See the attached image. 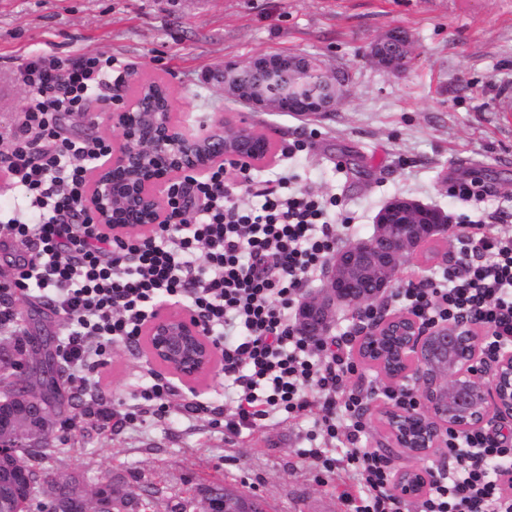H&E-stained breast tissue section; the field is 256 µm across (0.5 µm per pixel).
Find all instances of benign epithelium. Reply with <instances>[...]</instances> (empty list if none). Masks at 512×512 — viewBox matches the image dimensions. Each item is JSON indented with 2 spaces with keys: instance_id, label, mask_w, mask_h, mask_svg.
Listing matches in <instances>:
<instances>
[{
  "instance_id": "benign-epithelium-1",
  "label": "benign epithelium",
  "mask_w": 512,
  "mask_h": 512,
  "mask_svg": "<svg viewBox=\"0 0 512 512\" xmlns=\"http://www.w3.org/2000/svg\"><path fill=\"white\" fill-rule=\"evenodd\" d=\"M368 55L392 75L404 73L411 61L404 36L391 32L373 42ZM271 74L283 70L298 78L310 76L318 92L301 82L284 100L271 99L254 89L242 96L241 73L256 66ZM323 61L297 54H272L246 63L224 62V93L254 112H293L325 118L341 101L336 80L326 79ZM140 83L138 72L128 71L112 94V105L102 111L120 131L111 154L90 177L84 206L93 223L114 237L138 234L150 237L160 224L170 223L168 188L187 175H204L226 162H260L271 150L262 133L248 134L244 122L216 118L203 134L187 132L167 111H152L155 98ZM452 220L443 210L408 198H394L378 212L374 232L339 248L331 256L321 288L302 297L295 311L301 334L326 338L336 325V315L346 310L356 317L354 355L373 367L391 386L409 387L417 407L408 409L384 402L379 405L383 424L396 447L411 459L425 457L442 447L445 436H458L486 426L512 425V350L504 348L492 362L484 360L478 338L480 328L470 323L422 324L407 312L368 318L365 310L400 283L403 270L427 262L429 248L448 241ZM148 356L167 372L190 384L213 367L214 351L202 324L191 314L161 307L144 327ZM53 363L44 346L28 359L10 364L11 378L21 386L32 376L45 374ZM49 393L19 403L0 394V458L22 450L33 458L46 447V428L53 425ZM428 476L409 467L397 475L395 488L406 498L423 494ZM39 512H61L63 501L82 496L76 484L41 476ZM257 498L230 490L205 491L195 512H250ZM141 498L127 492L104 494L98 512H130Z\"/></svg>"
}]
</instances>
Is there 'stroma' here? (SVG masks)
Segmentation results:
<instances>
[{"label":"stroma","mask_w":512,"mask_h":512,"mask_svg":"<svg viewBox=\"0 0 512 512\" xmlns=\"http://www.w3.org/2000/svg\"><path fill=\"white\" fill-rule=\"evenodd\" d=\"M394 30L412 51L398 77L366 54ZM40 50L108 56L113 72L162 79L176 120L194 133L217 115H247L274 147L254 180L329 200L343 242L369 237L395 197L443 209L460 233L479 220L486 234L512 235V0H0V150L27 97L16 65ZM274 53L315 55L344 75L331 117L251 113L225 96V61ZM100 107L63 114L62 134L119 139ZM470 182L483 193L460 199L455 187ZM13 306L23 333L1 330L0 352L15 353L37 332L62 340L64 320L42 291ZM156 370L141 346L116 344L83 399L61 380L52 471L89 487L106 478L153 492L155 512H181L212 484L264 498L267 512H354L358 492L343 467L327 471L306 455L313 417L271 418L227 438L210 413L232 407L218 367L196 389L176 384L168 413H135ZM193 399L206 412L180 414ZM366 418L363 447L389 456L394 469L442 466L441 450L410 459L375 410Z\"/></svg>","instance_id":"1"}]
</instances>
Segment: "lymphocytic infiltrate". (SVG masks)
I'll return each instance as SVG.
<instances>
[{
  "label": "lymphocytic infiltrate",
  "instance_id": "obj_1",
  "mask_svg": "<svg viewBox=\"0 0 512 512\" xmlns=\"http://www.w3.org/2000/svg\"><path fill=\"white\" fill-rule=\"evenodd\" d=\"M28 92L23 119L0 168L29 200L25 216L0 231L34 249L11 287L0 289V324L16 322L13 295L45 291L62 314L59 355L76 392L90 389L89 372L112 343H137L155 306L169 301L197 315L236 386L227 436L275 412L317 410L330 439L344 438L345 467L362 496L355 512H402L389 460L359 441L366 430V395L348 388L355 370L342 339L298 334L291 313L311 278L339 243L313 193L262 191L260 207L229 199L224 168L170 188L173 221L152 237L113 239L82 208L88 175L112 150L105 138L65 137L59 117L86 111L92 99L112 98V71L100 58L71 62L49 52L17 67ZM201 204L203 218L186 214ZM204 265H197V258ZM397 301L422 323L475 319L494 355L512 347V235L470 233L458 241L455 267L397 289ZM447 471L433 473L417 512H512L503 479L512 474V435L475 430L445 439Z\"/></svg>",
  "mask_w": 512,
  "mask_h": 512
}]
</instances>
